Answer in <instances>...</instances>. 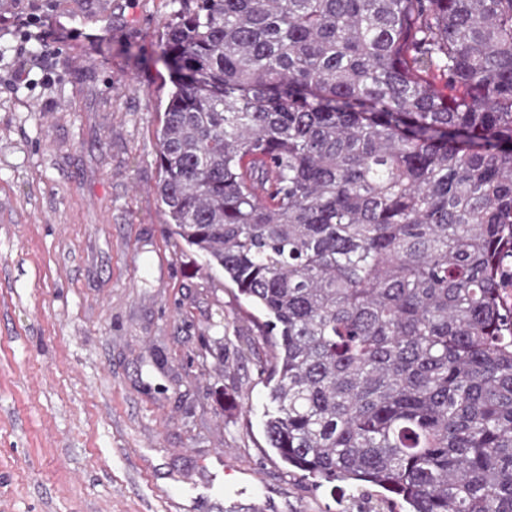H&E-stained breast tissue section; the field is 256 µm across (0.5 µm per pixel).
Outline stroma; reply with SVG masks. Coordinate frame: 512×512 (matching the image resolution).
Returning a JSON list of instances; mask_svg holds the SVG:
<instances>
[{
    "instance_id": "stroma-1",
    "label": "stroma",
    "mask_w": 512,
    "mask_h": 512,
    "mask_svg": "<svg viewBox=\"0 0 512 512\" xmlns=\"http://www.w3.org/2000/svg\"><path fill=\"white\" fill-rule=\"evenodd\" d=\"M172 11L0 0V512H391L272 452L264 314L168 233Z\"/></svg>"
}]
</instances>
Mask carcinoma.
Masks as SVG:
<instances>
[{
    "instance_id": "carcinoma-1",
    "label": "carcinoma",
    "mask_w": 512,
    "mask_h": 512,
    "mask_svg": "<svg viewBox=\"0 0 512 512\" xmlns=\"http://www.w3.org/2000/svg\"><path fill=\"white\" fill-rule=\"evenodd\" d=\"M157 193L261 308L267 444L512 512V0H174Z\"/></svg>"
}]
</instances>
